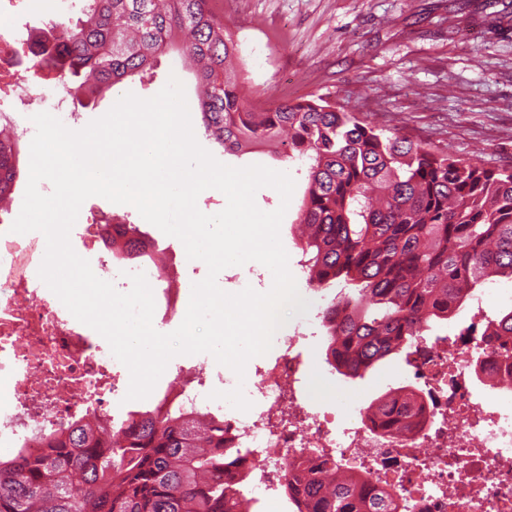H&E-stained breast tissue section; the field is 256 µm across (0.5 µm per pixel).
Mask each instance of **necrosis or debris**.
Masks as SVG:
<instances>
[{"instance_id": "1", "label": "necrosis or debris", "mask_w": 512, "mask_h": 512, "mask_svg": "<svg viewBox=\"0 0 512 512\" xmlns=\"http://www.w3.org/2000/svg\"><path fill=\"white\" fill-rule=\"evenodd\" d=\"M20 69L0 62V101L68 111L66 97L44 99ZM15 238L0 226V451L36 453L43 434L120 396L127 374L105 338L52 299L40 278L8 271ZM497 294L474 295L457 330L415 337L405 384L420 412L412 430L395 438L358 405L339 418L309 402L301 360L307 336L299 327H281L274 363L242 379L225 370V387L245 385L253 403L246 414L224 409V439L245 451L251 470L246 496L277 502L288 473L332 458L390 491L396 512H512V378L481 337ZM193 360L195 377L178 382L171 399L196 414L209 408L213 387L206 357Z\"/></svg>"}]
</instances>
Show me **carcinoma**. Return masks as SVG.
Wrapping results in <instances>:
<instances>
[{"label":"carcinoma","mask_w":512,"mask_h":512,"mask_svg":"<svg viewBox=\"0 0 512 512\" xmlns=\"http://www.w3.org/2000/svg\"><path fill=\"white\" fill-rule=\"evenodd\" d=\"M72 17L40 30L30 68L54 74L80 107L103 88L144 76L182 49L197 82L204 133L226 152L281 149L308 162L299 215L308 284L341 286L321 311L327 362L361 377L446 321L478 288L512 281V170L487 168L427 143L387 136L322 97L265 105L233 61L239 47L213 0H82ZM18 172L17 142L0 131V200ZM128 259L156 247L130 224L112 225ZM512 360V309L487 321ZM368 413L395 435L413 403L389 393ZM44 438L45 450L0 457V512H248L238 485L241 451L224 447V420L194 417L163 400L119 423L88 412ZM298 512H395L375 485L325 460L285 487Z\"/></svg>","instance_id":"cac0c4a2"}]
</instances>
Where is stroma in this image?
I'll use <instances>...</instances> for the list:
<instances>
[{
  "instance_id": "obj_1",
  "label": "stroma",
  "mask_w": 512,
  "mask_h": 512,
  "mask_svg": "<svg viewBox=\"0 0 512 512\" xmlns=\"http://www.w3.org/2000/svg\"><path fill=\"white\" fill-rule=\"evenodd\" d=\"M239 44L238 70L247 93L278 104L323 96L389 133L430 143L486 167L512 169V0H213ZM196 98V81L181 52L157 60L153 78L130 77L99 105L81 110L79 127L105 115L126 93L155 96L169 77ZM198 143L232 167L263 165L288 173L294 191L280 238L298 264L292 274L299 293L309 292L299 261L298 217L305 200L307 166L267 149L237 156L206 137L193 114ZM132 224L163 250L169 279L189 293L207 274L204 262L188 259L183 244L144 220L137 210L105 198H88L79 223L99 211ZM326 342L303 350L307 394L314 406L336 408L385 394L401 375V358L379 362L350 379L326 361Z\"/></svg>"
}]
</instances>
